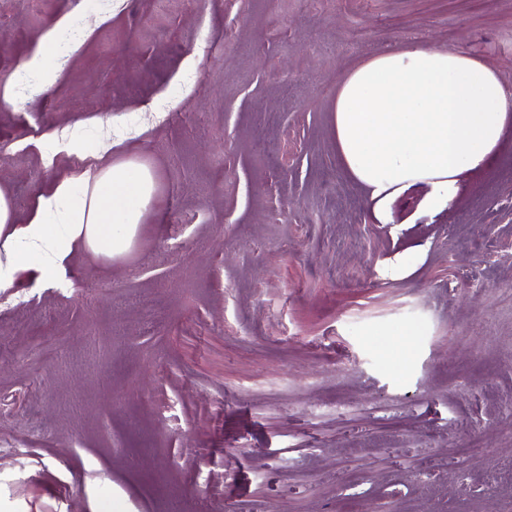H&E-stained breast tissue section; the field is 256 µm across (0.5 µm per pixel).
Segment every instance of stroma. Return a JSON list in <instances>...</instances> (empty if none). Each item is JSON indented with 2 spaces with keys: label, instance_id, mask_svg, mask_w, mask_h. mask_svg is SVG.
I'll return each mask as SVG.
<instances>
[{
  "label": "stroma",
  "instance_id": "1",
  "mask_svg": "<svg viewBox=\"0 0 512 512\" xmlns=\"http://www.w3.org/2000/svg\"><path fill=\"white\" fill-rule=\"evenodd\" d=\"M416 43L512 92V0H0L17 221L155 185L126 252L0 291V512H512V131L387 224L336 149L341 82Z\"/></svg>",
  "mask_w": 512,
  "mask_h": 512
}]
</instances>
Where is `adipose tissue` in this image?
Returning a JSON list of instances; mask_svg holds the SVG:
<instances>
[{"instance_id": "adipose-tissue-1", "label": "adipose tissue", "mask_w": 512, "mask_h": 512, "mask_svg": "<svg viewBox=\"0 0 512 512\" xmlns=\"http://www.w3.org/2000/svg\"><path fill=\"white\" fill-rule=\"evenodd\" d=\"M511 126L512 93L495 71L449 48L384 51L355 68L336 95V148L383 224L390 203L421 185L429 189L428 210L447 207L462 178L485 166ZM153 189L147 169L107 163L59 182L23 224L0 194V289L12 287L29 263L55 278L78 243L119 255Z\"/></svg>"}]
</instances>
